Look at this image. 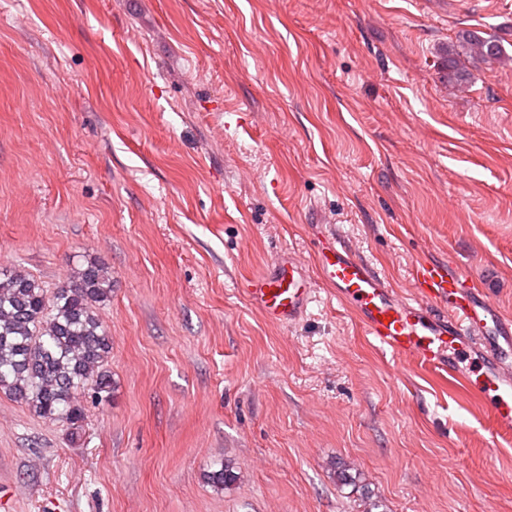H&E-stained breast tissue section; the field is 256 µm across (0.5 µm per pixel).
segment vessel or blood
Listing matches in <instances>:
<instances>
[{"label": "vessel or blood", "instance_id": "1", "mask_svg": "<svg viewBox=\"0 0 512 512\" xmlns=\"http://www.w3.org/2000/svg\"><path fill=\"white\" fill-rule=\"evenodd\" d=\"M315 265L383 350L476 388L490 405L497 433L512 432V317L496 308L475 279L444 263L419 261L412 269L415 296L408 299L337 239L323 244ZM241 291L282 325L300 320L316 299L301 260L293 257L246 279Z\"/></svg>", "mask_w": 512, "mask_h": 512}]
</instances>
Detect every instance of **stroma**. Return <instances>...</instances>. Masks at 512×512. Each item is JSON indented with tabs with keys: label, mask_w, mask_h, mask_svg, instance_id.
<instances>
[{
	"label": "stroma",
	"mask_w": 512,
	"mask_h": 512,
	"mask_svg": "<svg viewBox=\"0 0 512 512\" xmlns=\"http://www.w3.org/2000/svg\"><path fill=\"white\" fill-rule=\"evenodd\" d=\"M462 29L512 53V0H0V263L111 268L113 386L76 429L0 393V512H512L484 401L325 285L289 326L238 292L333 232L512 316V66L450 89Z\"/></svg>",
	"instance_id": "stroma-1"
}]
</instances>
